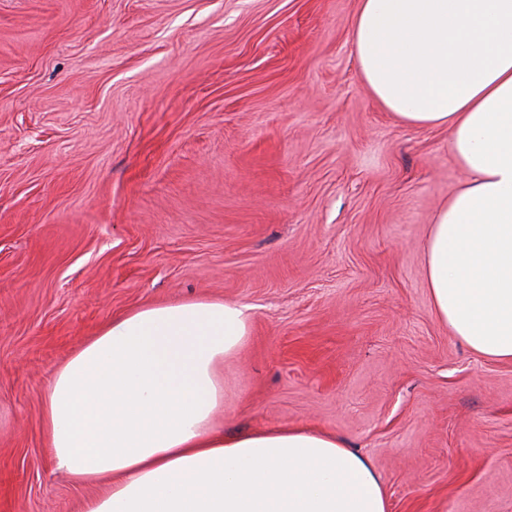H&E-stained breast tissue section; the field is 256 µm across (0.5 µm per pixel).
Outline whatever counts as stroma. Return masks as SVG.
Listing matches in <instances>:
<instances>
[{"mask_svg":"<svg viewBox=\"0 0 512 512\" xmlns=\"http://www.w3.org/2000/svg\"><path fill=\"white\" fill-rule=\"evenodd\" d=\"M358 0H0V512H82L43 393L112 316L248 308L225 434H336L391 512H512V361L434 314L465 174L351 49Z\"/></svg>","mask_w":512,"mask_h":512,"instance_id":"obj_1","label":"stroma"}]
</instances>
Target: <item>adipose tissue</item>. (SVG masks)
Segmentation results:
<instances>
[{"instance_id": "adipose-tissue-1", "label": "adipose tissue", "mask_w": 512, "mask_h": 512, "mask_svg": "<svg viewBox=\"0 0 512 512\" xmlns=\"http://www.w3.org/2000/svg\"><path fill=\"white\" fill-rule=\"evenodd\" d=\"M358 73L401 124L448 128L467 179L425 243L433 311L470 349L512 361V0H359ZM251 332L234 302L113 317L45 390L58 470L107 483L82 512H390L370 463L336 435H227L221 367Z\"/></svg>"}]
</instances>
